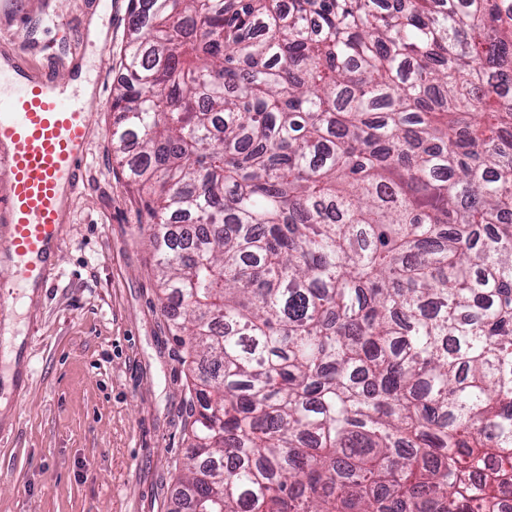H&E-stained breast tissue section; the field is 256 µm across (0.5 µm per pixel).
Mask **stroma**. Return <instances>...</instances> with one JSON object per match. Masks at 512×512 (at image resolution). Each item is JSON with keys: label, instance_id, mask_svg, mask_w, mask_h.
<instances>
[{"label": "stroma", "instance_id": "stroma-1", "mask_svg": "<svg viewBox=\"0 0 512 512\" xmlns=\"http://www.w3.org/2000/svg\"><path fill=\"white\" fill-rule=\"evenodd\" d=\"M92 0H49L17 33L32 60L68 49L91 21L110 50L88 44L75 66L101 87L86 183L71 208L52 286L23 308L0 304L31 340L33 382L0 393V512H172L191 453L192 372L158 300L151 220L112 151V92L129 10L108 17Z\"/></svg>", "mask_w": 512, "mask_h": 512}]
</instances>
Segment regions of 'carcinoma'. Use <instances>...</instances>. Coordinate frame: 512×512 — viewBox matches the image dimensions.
Returning a JSON list of instances; mask_svg holds the SVG:
<instances>
[{"instance_id":"1","label":"carcinoma","mask_w":512,"mask_h":512,"mask_svg":"<svg viewBox=\"0 0 512 512\" xmlns=\"http://www.w3.org/2000/svg\"><path fill=\"white\" fill-rule=\"evenodd\" d=\"M129 17L110 136L193 364L181 512H502L512 0Z\"/></svg>"}]
</instances>
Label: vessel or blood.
I'll use <instances>...</instances> for the list:
<instances>
[{
  "mask_svg": "<svg viewBox=\"0 0 512 512\" xmlns=\"http://www.w3.org/2000/svg\"><path fill=\"white\" fill-rule=\"evenodd\" d=\"M30 0H0V28L24 26ZM75 70L59 64L34 71L27 54H0V261L11 278L0 283V301L13 300L15 282H45L47 261L65 243L68 208L81 189L98 98L67 96Z\"/></svg>",
  "mask_w": 512,
  "mask_h": 512,
  "instance_id": "1",
  "label": "vessel or blood"
}]
</instances>
